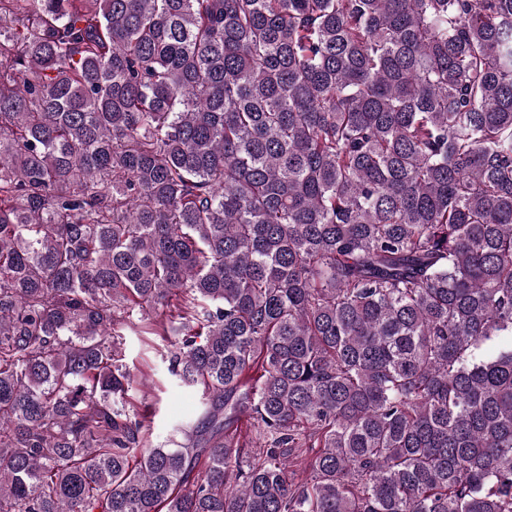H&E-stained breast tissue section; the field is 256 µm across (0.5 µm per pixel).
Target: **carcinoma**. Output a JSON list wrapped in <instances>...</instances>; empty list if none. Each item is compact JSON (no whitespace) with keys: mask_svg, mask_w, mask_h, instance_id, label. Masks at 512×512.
Returning <instances> with one entry per match:
<instances>
[{"mask_svg":"<svg viewBox=\"0 0 512 512\" xmlns=\"http://www.w3.org/2000/svg\"><path fill=\"white\" fill-rule=\"evenodd\" d=\"M0 512H512V0H0ZM121 343L123 362L144 385H137L128 392V400L146 405L152 411L154 446L168 444L174 428L197 417L200 392L172 379L168 373L169 344L155 334L152 327L134 318L126 327Z\"/></svg>","mask_w":512,"mask_h":512,"instance_id":"obj_1","label":"carcinoma"}]
</instances>
